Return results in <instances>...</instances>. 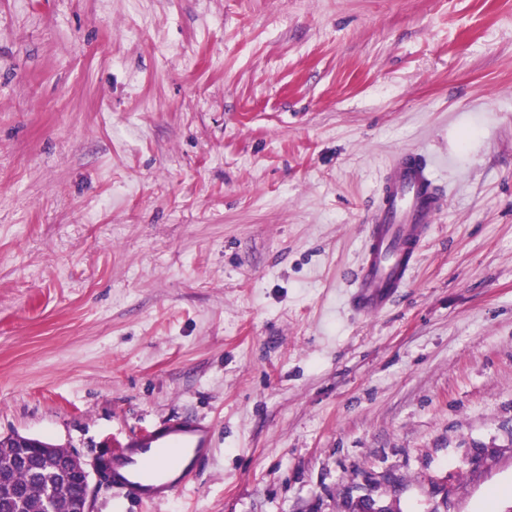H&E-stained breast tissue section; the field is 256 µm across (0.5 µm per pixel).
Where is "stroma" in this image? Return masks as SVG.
I'll use <instances>...</instances> for the list:
<instances>
[{
  "instance_id": "1",
  "label": "stroma",
  "mask_w": 512,
  "mask_h": 512,
  "mask_svg": "<svg viewBox=\"0 0 512 512\" xmlns=\"http://www.w3.org/2000/svg\"><path fill=\"white\" fill-rule=\"evenodd\" d=\"M446 205L379 314L400 151ZM176 419L146 504L100 463ZM91 512H512V0H0V433ZM205 427L199 423L173 421L156 429L126 448L112 462V486L141 502L156 503L190 481L205 465ZM173 452L171 465L181 474L176 480L169 476V466L158 465L165 452ZM62 469L79 483L82 493L74 501L71 512H89V486L91 472L81 458L72 452L61 459Z\"/></svg>"
}]
</instances>
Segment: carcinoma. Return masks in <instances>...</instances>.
Masks as SVG:
<instances>
[{
  "mask_svg": "<svg viewBox=\"0 0 512 512\" xmlns=\"http://www.w3.org/2000/svg\"><path fill=\"white\" fill-rule=\"evenodd\" d=\"M0 474H8L23 493L9 500L7 512H70L78 495L77 484L61 473L54 458L43 459L27 470L14 468L10 450L0 448Z\"/></svg>",
  "mask_w": 512,
  "mask_h": 512,
  "instance_id": "carcinoma-1",
  "label": "carcinoma"
}]
</instances>
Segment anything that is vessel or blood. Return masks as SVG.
<instances>
[{
  "instance_id": "1",
  "label": "vessel or blood",
  "mask_w": 512,
  "mask_h": 512,
  "mask_svg": "<svg viewBox=\"0 0 512 512\" xmlns=\"http://www.w3.org/2000/svg\"><path fill=\"white\" fill-rule=\"evenodd\" d=\"M434 170V163L414 151L392 161L355 277L352 300L361 312L379 313L405 286L425 226L445 205ZM204 434L203 425L183 421L158 428L120 454L109 480L139 501L165 500L205 465Z\"/></svg>"
}]
</instances>
